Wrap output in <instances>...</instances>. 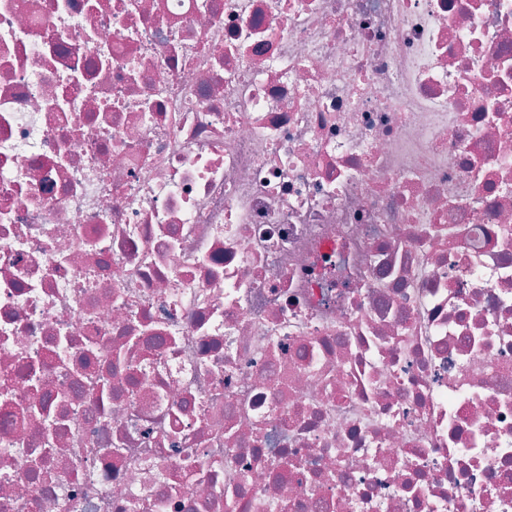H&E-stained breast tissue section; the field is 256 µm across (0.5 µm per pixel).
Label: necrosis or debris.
<instances>
[{
  "mask_svg": "<svg viewBox=\"0 0 512 512\" xmlns=\"http://www.w3.org/2000/svg\"><path fill=\"white\" fill-rule=\"evenodd\" d=\"M0 512H512V0H0Z\"/></svg>",
  "mask_w": 512,
  "mask_h": 512,
  "instance_id": "necrosis-or-debris-1",
  "label": "necrosis or debris"
}]
</instances>
